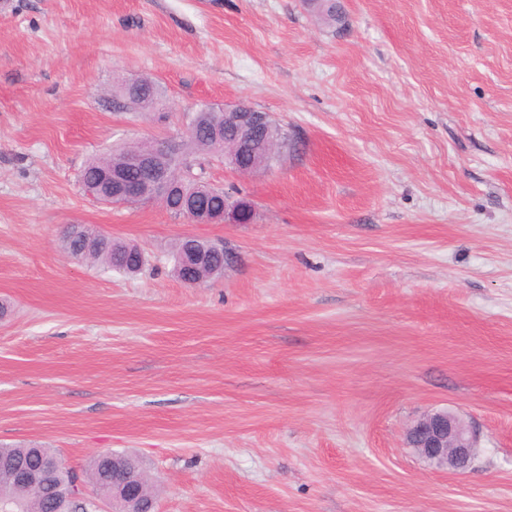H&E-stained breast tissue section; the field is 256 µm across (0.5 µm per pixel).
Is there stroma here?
I'll use <instances>...</instances> for the list:
<instances>
[{"instance_id":"obj_1","label":"stroma","mask_w":512,"mask_h":512,"mask_svg":"<svg viewBox=\"0 0 512 512\" xmlns=\"http://www.w3.org/2000/svg\"><path fill=\"white\" fill-rule=\"evenodd\" d=\"M149 77L164 116L123 106ZM245 102L288 145L205 182L252 206L193 224L104 205L84 163ZM88 224L129 276L71 259ZM222 274L173 271L184 237ZM0 445L83 471L137 456L158 512H512V0H0ZM446 409L465 474L405 446ZM62 245L76 261H89L123 274L140 272L146 261L140 247L106 238L82 224L70 225L64 230ZM186 244L184 246L183 251V263L181 261L182 257V246L181 240L176 244L175 251L173 254L174 258V272L179 277L178 267L182 268L185 266H190L198 269L199 265L206 263L207 265L203 269H199L197 271V279L199 282L197 283L190 276L185 277L184 274H181V280L187 284H202L205 283L211 277L218 275L224 271V259L228 262L230 260V254L228 252H214L215 250L220 249V247L216 244L208 242L206 240L194 237L187 236L184 237ZM214 252L209 260L208 256Z\"/></svg>"}]
</instances>
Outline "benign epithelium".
<instances>
[{
  "label": "benign epithelium",
  "mask_w": 512,
  "mask_h": 512,
  "mask_svg": "<svg viewBox=\"0 0 512 512\" xmlns=\"http://www.w3.org/2000/svg\"><path fill=\"white\" fill-rule=\"evenodd\" d=\"M224 127L235 140L237 151H257L265 142L271 126L268 113L247 103L222 107ZM157 150L152 154L136 155L131 163L138 169L140 180L123 187L110 197L101 199L106 204L134 203L142 198L143 190L152 191V200L167 206L179 185L169 178L165 160L178 152L176 143L156 141ZM183 218L194 224H223L227 221L243 224L250 220L251 205L224 195V208L209 213L198 204L187 200L179 206ZM182 266L193 268L207 262L208 256L219 246L206 240L187 236ZM477 434L454 413L447 410L432 412L418 420L407 432L406 447L431 465L454 473L467 471L477 450ZM7 476L18 483L40 489L51 482L56 474L50 462L40 471H28L17 466L5 467ZM98 512H156V500L141 496V480L126 477L112 485V492L101 491L93 500Z\"/></svg>",
  "instance_id": "1"
}]
</instances>
